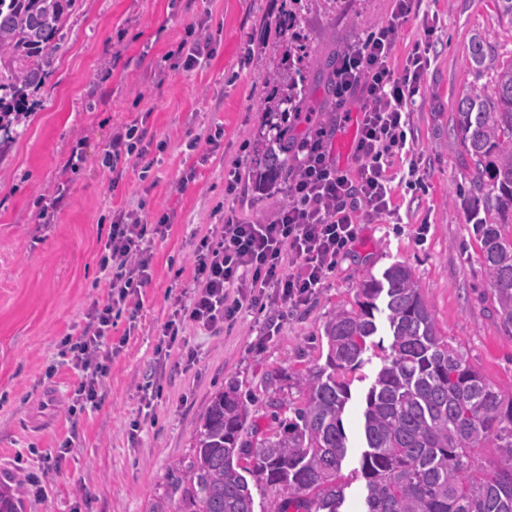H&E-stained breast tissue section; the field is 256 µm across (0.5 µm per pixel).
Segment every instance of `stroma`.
<instances>
[{
  "mask_svg": "<svg viewBox=\"0 0 512 512\" xmlns=\"http://www.w3.org/2000/svg\"><path fill=\"white\" fill-rule=\"evenodd\" d=\"M392 7L393 0H302L296 12L291 0H82L52 70L28 98L27 118L0 145V479L31 480L28 512H150L170 465L189 454L199 414L229 383L258 433L292 420L289 412L272 416V392L298 400V376L326 363L325 323L336 309L354 306L363 280L382 279L395 264L414 272L441 334L488 382L512 388V331L491 305L460 194L472 166L452 122L460 94L491 83L470 65L471 36L497 37V52L512 55L503 34L512 22L491 0H424L422 15L398 34L397 68L421 38L424 16L439 20L412 112L423 180L392 185L401 223L363 225L360 241L307 305L255 308L220 332L187 328L190 360L184 350L159 348L163 324L188 298L191 254L209 226L229 211L269 220L285 201L284 181H257L281 94L277 74L295 62L297 45H307L305 98L313 113L290 114L288 123L299 138L310 124L332 126L338 114L324 91V61L384 24ZM193 26L210 38L213 56L186 71L172 53ZM136 119L154 139L146 156L152 167L127 162L113 181L104 149ZM75 149L85 163L72 172L65 164ZM231 171L240 179L232 195L224 182ZM188 173L193 181L182 183ZM61 188L66 199L51 223H41L45 196ZM139 207L152 221L170 215V228L153 246L142 307L114 320L118 345L101 402L74 418L67 406L80 373L61 341L78 337L107 298L100 258L113 214ZM272 320L281 329L268 337L263 328ZM376 323L343 415L345 512H360L364 483L353 471L365 445L364 398L382 366L380 348L392 341L384 317ZM40 485L47 496L37 495Z\"/></svg>",
  "mask_w": 512,
  "mask_h": 512,
  "instance_id": "35a3bbf8",
  "label": "stroma"
}]
</instances>
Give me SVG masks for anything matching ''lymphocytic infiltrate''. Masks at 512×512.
Returning a JSON list of instances; mask_svg holds the SVG:
<instances>
[{"mask_svg":"<svg viewBox=\"0 0 512 512\" xmlns=\"http://www.w3.org/2000/svg\"><path fill=\"white\" fill-rule=\"evenodd\" d=\"M422 4L423 0H395L387 24L337 57V110H344L355 90L363 92L355 168L343 171L337 166L325 127L309 130L286 182L288 201L274 219L247 224L228 214L199 241L193 252L190 297L162 329L166 348L179 344L189 325L215 332L252 307L306 305L335 268L337 257L358 241L361 224L394 217L391 184L397 177L396 165L406 166L411 177L419 172L418 153L407 130L431 65L437 25H425L402 70L391 66L390 57L399 28L419 15ZM145 135L135 123L114 134L103 154L104 167L122 176L120 162L146 155ZM168 221L164 215L150 222L134 211L112 218L100 263L108 280V300L89 314L79 342L70 348L71 363L82 374L75 390L78 403L97 402L99 381L109 369V358L101 350L110 343L112 313L117 307H130L150 283L152 246L164 237ZM288 258L295 271H285Z\"/></svg>","mask_w":512,"mask_h":512,"instance_id":"obj_1","label":"lymphocytic infiltrate"}]
</instances>
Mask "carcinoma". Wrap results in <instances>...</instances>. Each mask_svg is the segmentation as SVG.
I'll use <instances>...</instances> for the list:
<instances>
[{"instance_id":"carcinoma-1","label":"carcinoma","mask_w":512,"mask_h":512,"mask_svg":"<svg viewBox=\"0 0 512 512\" xmlns=\"http://www.w3.org/2000/svg\"><path fill=\"white\" fill-rule=\"evenodd\" d=\"M79 6L0 0V113L23 111L28 88L53 67L57 40ZM469 57L476 71H492V85L457 99L454 129L473 167L468 194L495 311L511 329L512 58L500 59L489 36L479 34ZM277 79L283 93L274 111H302L301 69L290 66ZM271 128L260 172L266 181L288 178V153L296 147L288 126ZM380 312L392 342L365 395L361 512H512V391L489 384L441 336L419 281L402 264L389 267L382 281H363L356 306L330 317L327 368L298 377L302 401L270 400L279 411L292 410L287 427L253 441L237 385L218 391L198 418L191 453L172 464L150 512H255L254 485L288 492L265 512H340L348 486L341 476L348 454L343 413L351 399L346 376L361 366ZM487 443L499 453L482 464L472 449ZM25 499L22 479L0 482V512H25Z\"/></svg>"}]
</instances>
